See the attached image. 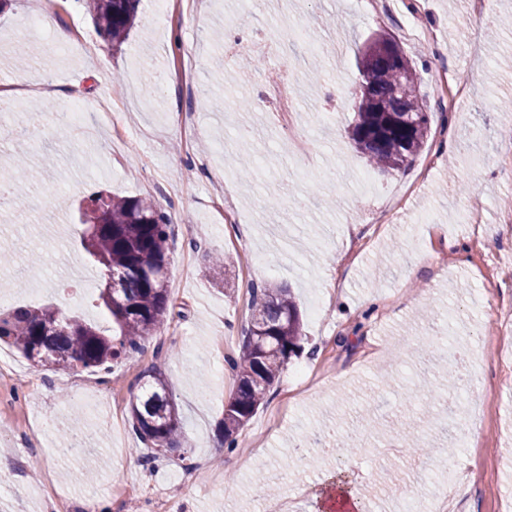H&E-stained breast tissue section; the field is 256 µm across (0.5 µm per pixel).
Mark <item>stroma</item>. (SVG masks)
Instances as JSON below:
<instances>
[{
	"mask_svg": "<svg viewBox=\"0 0 512 512\" xmlns=\"http://www.w3.org/2000/svg\"><path fill=\"white\" fill-rule=\"evenodd\" d=\"M39 0L0 12V173L14 168L12 129L43 123L29 143L43 174L24 196L0 204V289L14 305L53 304L104 328L99 268L80 245L92 197L153 200L169 228V296L178 316L133 359L104 375L56 372L0 343L23 374L0 373V512H331L328 492L357 478L367 512H397L415 492L436 495L449 471L476 477L450 512H506L512 504V0L476 14L467 0H207L157 17L141 0L127 39L103 45L81 0H52L48 41L21 33ZM73 52L57 47L58 29ZM393 36L413 61L418 94L435 115L420 156L402 174L369 166L349 134L370 38ZM262 36L278 49L261 68L232 48ZM29 62L18 66L19 47ZM465 86L447 112L434 90L440 70ZM297 81L299 148L276 112L263 111L269 83ZM79 90L87 122L99 104L122 115L84 136L56 122ZM206 108H199L200 99ZM193 113L194 126L181 118ZM221 251L232 287L206 277L203 256ZM291 288L303 340L236 436L217 425L234 390L224 339L240 337L253 289ZM485 354L468 389L431 399L430 379L448 374L449 351ZM162 367L183 415L187 448L158 454L134 434L139 380ZM304 370L293 380L295 370ZM84 451L63 458L71 419ZM344 422L346 443L318 444L306 460L284 451L311 429ZM426 439L427 454L409 445ZM223 468L224 487L204 486L202 459ZM278 493L268 499L257 475Z\"/></svg>",
	"mask_w": 512,
	"mask_h": 512,
	"instance_id": "stroma-1",
	"label": "stroma"
}]
</instances>
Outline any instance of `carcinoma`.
Returning a JSON list of instances; mask_svg holds the SVG:
<instances>
[{"instance_id":"1","label":"carcinoma","mask_w":512,"mask_h":512,"mask_svg":"<svg viewBox=\"0 0 512 512\" xmlns=\"http://www.w3.org/2000/svg\"><path fill=\"white\" fill-rule=\"evenodd\" d=\"M101 36L117 45L132 27L139 0H83ZM367 89L361 92L351 124V139L367 161L384 172L408 168L431 134L432 114L419 105L417 74L402 48L380 39L366 46L358 61ZM81 244L116 287L100 289L99 306L117 324L109 335L97 325L64 315L53 306H22L0 314V342L52 370L97 369L130 360L173 317L167 288V218L153 201L136 197L95 198ZM302 325L288 288L268 284L253 289L252 317L236 352L227 357L236 390L224 405L220 430L224 443L263 403L284 366L300 350ZM148 385L131 406L132 428L159 453L187 441L182 417L164 371L145 373Z\"/></svg>"}]
</instances>
